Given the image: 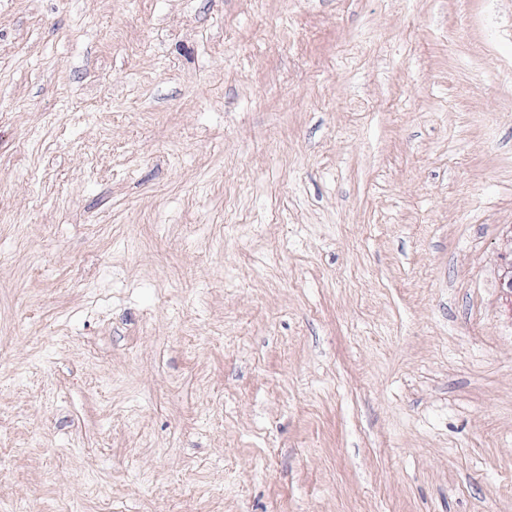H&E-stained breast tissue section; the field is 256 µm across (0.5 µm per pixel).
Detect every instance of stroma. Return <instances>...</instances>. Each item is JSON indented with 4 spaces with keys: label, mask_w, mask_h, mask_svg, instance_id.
<instances>
[{
    "label": "stroma",
    "mask_w": 512,
    "mask_h": 512,
    "mask_svg": "<svg viewBox=\"0 0 512 512\" xmlns=\"http://www.w3.org/2000/svg\"><path fill=\"white\" fill-rule=\"evenodd\" d=\"M512 0H0V512H512Z\"/></svg>",
    "instance_id": "35a3bbf8"
}]
</instances>
